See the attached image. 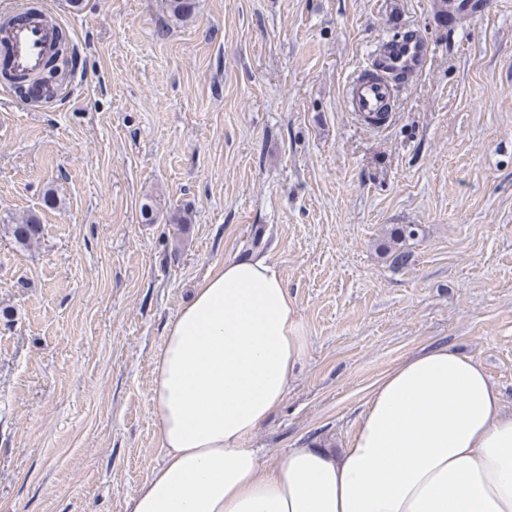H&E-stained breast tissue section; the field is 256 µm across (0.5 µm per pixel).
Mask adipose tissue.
I'll list each match as a JSON object with an SVG mask.
<instances>
[{
  "label": "adipose tissue",
  "mask_w": 512,
  "mask_h": 512,
  "mask_svg": "<svg viewBox=\"0 0 512 512\" xmlns=\"http://www.w3.org/2000/svg\"><path fill=\"white\" fill-rule=\"evenodd\" d=\"M306 350L273 263L209 271L154 362L164 462L128 512H512V416L481 363L445 346L375 383L347 448H293L265 469L245 442Z\"/></svg>",
  "instance_id": "ef3b65f1"
}]
</instances>
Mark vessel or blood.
Masks as SVG:
<instances>
[{"mask_svg":"<svg viewBox=\"0 0 512 512\" xmlns=\"http://www.w3.org/2000/svg\"><path fill=\"white\" fill-rule=\"evenodd\" d=\"M58 21L45 10L27 14L24 22L0 27V58L12 71L35 74L41 71L53 51ZM431 57V48L423 39H391L378 50L377 64L360 68L351 78L346 95L356 118L377 126L394 97L392 73L404 70L421 73Z\"/></svg>","mask_w":512,"mask_h":512,"instance_id":"obj_1","label":"vessel or blood"}]
</instances>
